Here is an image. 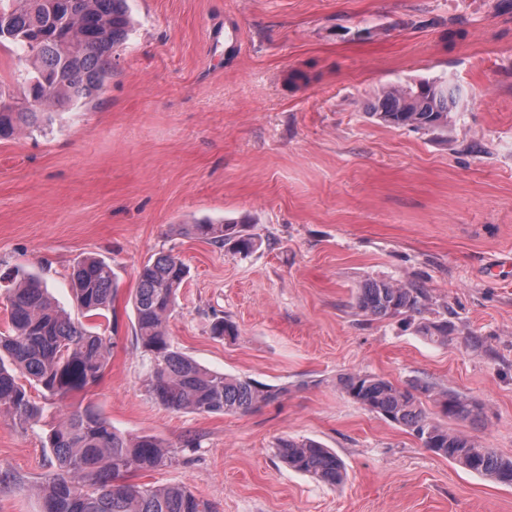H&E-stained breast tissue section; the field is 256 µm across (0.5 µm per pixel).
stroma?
<instances>
[{
  "mask_svg": "<svg viewBox=\"0 0 512 512\" xmlns=\"http://www.w3.org/2000/svg\"><path fill=\"white\" fill-rule=\"evenodd\" d=\"M497 0H128L133 28L95 107L0 141V272L39 274L79 311L73 264L116 274L115 345L85 399L166 466L139 484H183L216 512H512V488L435 455L343 394L336 379H423L480 402L449 421L512 457V10ZM421 80L462 85L447 134L392 128L368 105ZM208 219L262 242L243 256L187 235ZM169 252L189 268L168 331L202 365L284 388L235 416L177 412L143 387L131 297ZM414 282L416 319L365 320L359 288ZM231 319L235 341L215 337ZM23 429L0 415V512H40L60 405ZM332 449L333 487L276 456L280 438Z\"/></svg>",
  "mask_w": 512,
  "mask_h": 512,
  "instance_id": "stroma-1",
  "label": "stroma"
}]
</instances>
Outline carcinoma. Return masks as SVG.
Returning a JSON list of instances; mask_svg holds the SVG:
<instances>
[{
    "instance_id": "1",
    "label": "carcinoma",
    "mask_w": 512,
    "mask_h": 512,
    "mask_svg": "<svg viewBox=\"0 0 512 512\" xmlns=\"http://www.w3.org/2000/svg\"><path fill=\"white\" fill-rule=\"evenodd\" d=\"M0 46L20 48L34 62L20 99L0 90V139L22 130L43 131L52 124L50 110L74 104L90 106L112 76L116 48L129 35L132 19L127 0H0ZM463 90L446 81H420L377 97L369 114L390 127L445 131ZM185 232L247 256L258 246L236 224H187ZM187 268L170 254H159L140 270L133 296L135 336L150 365L148 393L163 406L196 414L235 415L276 401L282 390L201 365L174 344L167 332L178 288ZM8 282L10 329L0 333V413L21 428L38 424L42 407L32 401L19 376L41 386L46 396L66 402L47 437L54 470L36 487L43 512H215L214 506L182 484L140 486L128 482L135 472L166 464L170 451L160 439L127 436L90 402L74 394L95 386L109 363L114 338L94 332L54 306L42 280L14 271ZM71 290L84 318H104L117 294L109 263L86 257L70 274ZM427 294L416 283L374 280L359 289L355 308L368 319L415 316ZM419 331L435 343L448 342V322H423ZM216 337L234 339L237 325L213 323ZM343 393L388 422L416 436L424 448L495 483L512 486V457L496 453L461 431H450L424 406L426 397L451 420L477 422L484 407L452 390L437 391L427 382L399 386L377 375L347 373L338 379ZM277 455L289 468L329 485L346 478L342 460L312 439L282 438Z\"/></svg>"
}]
</instances>
